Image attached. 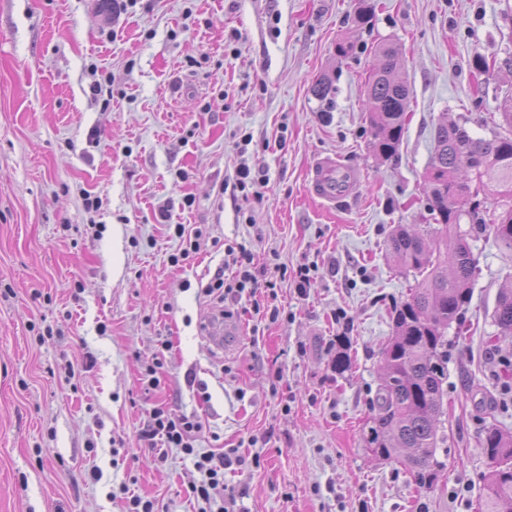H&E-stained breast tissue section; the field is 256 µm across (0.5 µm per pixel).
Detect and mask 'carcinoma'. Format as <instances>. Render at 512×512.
I'll use <instances>...</instances> for the list:
<instances>
[{
  "label": "carcinoma",
  "instance_id": "cac0c4a2",
  "mask_svg": "<svg viewBox=\"0 0 512 512\" xmlns=\"http://www.w3.org/2000/svg\"><path fill=\"white\" fill-rule=\"evenodd\" d=\"M381 63L366 83L373 154L397 155L405 129L411 88L399 75L397 50L379 49ZM476 70L512 74V55L489 62L476 55ZM492 137H475L463 124L438 125L426 173L427 209L433 223L398 224L388 249L416 278L409 297L389 313L392 336L380 352L381 383L373 400L366 443L373 456L389 460L406 452L402 464L420 489L430 490L442 475L436 452L448 372V330L468 307L478 271L469 240L489 232L512 252V98L505 101ZM477 173L478 189L493 208L461 205L466 181ZM468 228H463V225ZM499 335L512 339V287L500 291L493 314ZM352 360L346 336L336 337L332 369L342 375ZM491 461L480 512H512V433L491 422L480 440Z\"/></svg>",
  "mask_w": 512,
  "mask_h": 512
}]
</instances>
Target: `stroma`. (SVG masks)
I'll return each instance as SVG.
<instances>
[{
  "label": "stroma",
  "instance_id": "1",
  "mask_svg": "<svg viewBox=\"0 0 512 512\" xmlns=\"http://www.w3.org/2000/svg\"><path fill=\"white\" fill-rule=\"evenodd\" d=\"M376 4L360 25L357 0H0V512H125L124 483L161 512H197L191 460L140 438L157 407L201 417L199 451L245 457L224 472L234 512H476L485 423L512 431V340L493 321L512 255L492 235L471 242L479 274L448 334L446 489L418 488L365 438L389 311L414 284L388 237L430 219L435 128L490 137L486 118L512 96V74L473 66L512 54V0ZM383 43L413 91L388 160L369 147L365 93ZM324 76L322 102L311 89ZM96 79L110 92L92 95ZM326 155L362 176L331 208L309 191ZM242 163L267 173L261 196L235 189ZM163 204L203 230L186 265L170 262L181 241L155 217ZM236 244L276 281L280 315L228 305L236 347L215 352L200 285ZM160 352L148 393L139 373Z\"/></svg>",
  "mask_w": 512,
  "mask_h": 512
}]
</instances>
